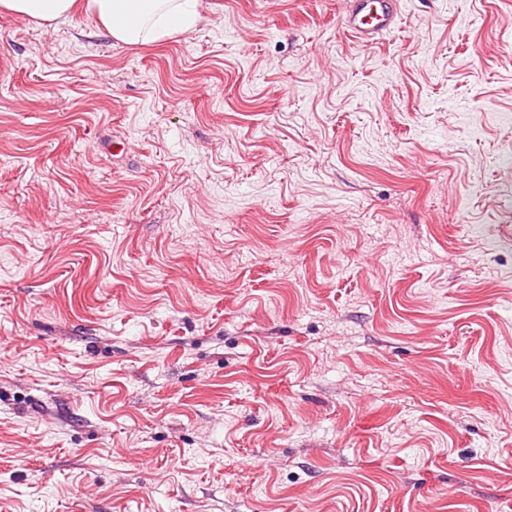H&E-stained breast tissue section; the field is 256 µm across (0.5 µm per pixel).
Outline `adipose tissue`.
<instances>
[{
	"instance_id": "adipose-tissue-1",
	"label": "adipose tissue",
	"mask_w": 512,
	"mask_h": 512,
	"mask_svg": "<svg viewBox=\"0 0 512 512\" xmlns=\"http://www.w3.org/2000/svg\"><path fill=\"white\" fill-rule=\"evenodd\" d=\"M199 0H0V12L40 23H60L83 8L111 39L145 45L195 30Z\"/></svg>"
}]
</instances>
